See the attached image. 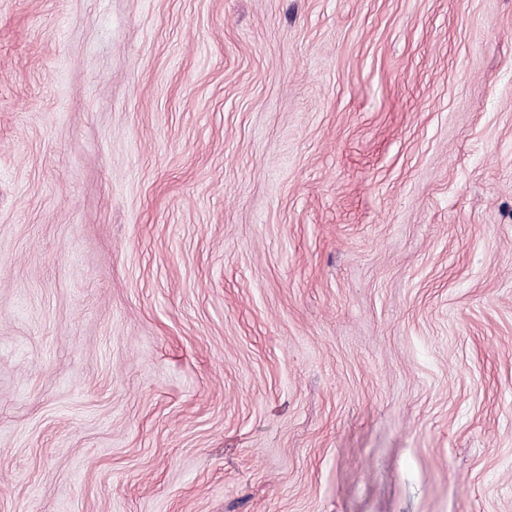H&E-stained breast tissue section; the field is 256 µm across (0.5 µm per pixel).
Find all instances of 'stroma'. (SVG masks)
<instances>
[{
	"instance_id": "1",
	"label": "stroma",
	"mask_w": 512,
	"mask_h": 512,
	"mask_svg": "<svg viewBox=\"0 0 512 512\" xmlns=\"http://www.w3.org/2000/svg\"><path fill=\"white\" fill-rule=\"evenodd\" d=\"M0 512H512V0H0Z\"/></svg>"
}]
</instances>
